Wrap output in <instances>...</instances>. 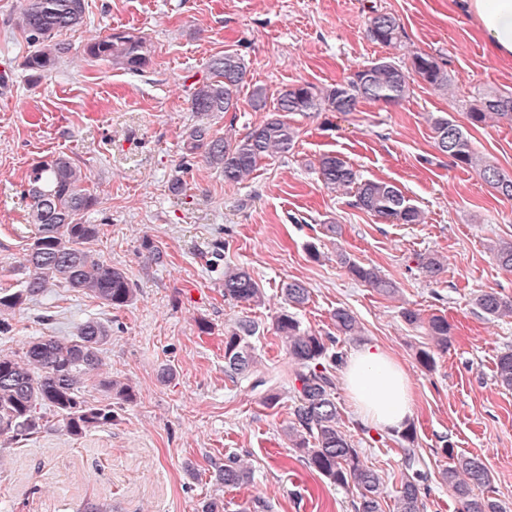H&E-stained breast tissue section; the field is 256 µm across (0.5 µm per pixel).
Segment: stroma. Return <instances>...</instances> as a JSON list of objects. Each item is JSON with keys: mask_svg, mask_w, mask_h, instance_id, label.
Here are the masks:
<instances>
[{"mask_svg": "<svg viewBox=\"0 0 512 512\" xmlns=\"http://www.w3.org/2000/svg\"><path fill=\"white\" fill-rule=\"evenodd\" d=\"M82 25L67 32L70 52L41 80L21 67L30 49L15 23L20 0H0V287L25 275L30 200L23 193L33 165L67 157L87 176L96 198L86 214L100 225L89 250L137 284L136 299L114 309L66 285L49 288L20 309L0 315V353H22L38 336H70L88 319L107 324L98 379L85 388L101 395L99 378L131 385L133 401L113 400L110 426L82 437L53 427L33 438L0 436V512H198L221 495L226 512H354L346 493L309 470L281 428L295 405L291 385L278 384L275 406L265 387L285 353L271 320L281 289L303 282L310 300L303 325L337 340L345 354L379 344L405 367L412 385L415 450L428 466L424 512H460L441 480L445 448L476 455L489 466L488 491L512 512V391L498 386V356L512 349V318L489 319L473 299L490 289L512 296V272L489 251L512 239V200L498 195L478 170L451 163L433 139L432 118L465 128L485 161L512 175V124L471 126L468 114L487 92H512V61L492 58L458 0H84ZM396 16L407 37L396 46L372 42L369 18ZM125 30L144 37L150 62L134 75L88 54V46ZM244 58L246 79L237 111L213 118L216 135L244 136L266 119L249 99L264 87L269 101L300 83L320 88L348 80L368 62L408 61L421 52L451 77L450 92L415 82L397 104H362L346 114L289 115L298 128L293 150L259 161L240 183L225 182L202 155L184 156L183 141L197 118L194 85L211 77L213 57ZM352 165L361 179L397 185L425 215L421 224H386L352 204V194L325 188L323 155ZM183 191H170L174 179ZM335 232H328V225ZM322 253L312 259L308 245ZM376 266L400 292L376 294L352 279L337 251ZM161 261H154L153 253ZM436 253L447 266L438 281L417 268ZM248 269L267 294L261 307L224 300V269ZM350 308L359 342L341 339L331 319ZM447 314L456 325L447 350H435L425 329L406 325L402 308ZM254 320L253 377L224 372V327ZM208 332H201L200 323ZM432 349L423 368L419 349ZM341 426L362 461L400 486L396 433H379L336 385ZM248 459L251 480L218 488L210 463Z\"/></svg>", "mask_w": 512, "mask_h": 512, "instance_id": "obj_1", "label": "stroma"}]
</instances>
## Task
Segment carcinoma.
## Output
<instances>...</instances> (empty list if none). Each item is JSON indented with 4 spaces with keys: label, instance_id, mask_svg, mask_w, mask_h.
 Returning a JSON list of instances; mask_svg holds the SVG:
<instances>
[{
    "label": "carcinoma",
    "instance_id": "carcinoma-1",
    "mask_svg": "<svg viewBox=\"0 0 512 512\" xmlns=\"http://www.w3.org/2000/svg\"><path fill=\"white\" fill-rule=\"evenodd\" d=\"M84 13V0H23L17 25L28 34L33 46L23 62V69L31 78L43 77L69 53L70 44L62 36L81 25ZM367 31L373 41L385 46L395 45L404 37L396 17L386 12L371 16ZM88 52L133 74L143 72L148 63L145 40L125 32L110 33L93 42ZM210 70L213 78L196 85L191 92V111L202 122L191 127L183 149L188 155L202 152L208 165L223 173L224 181L230 183L249 176L259 160L294 148L297 130L279 116L281 112H354L361 103L395 104L418 80L440 92L451 86L448 70L430 55L414 53L404 65L378 59L358 70L350 80L325 90L309 83L285 90L276 100L274 115L233 141L212 133L208 119L238 109L246 64L238 54L226 52L212 58ZM469 117L475 125H483L489 119L512 124V93L485 94ZM432 130L441 153L457 166L476 168L497 193L512 199V176L478 156L460 126L446 116H438L433 119ZM318 172L329 190L356 187L353 206L382 221L425 222L423 211L395 184L360 181L355 171L335 155L323 156ZM85 180L81 169L61 156L31 168L27 194L32 199L29 223L34 229L26 255L28 276L18 288H0V313L22 307L57 283L81 290L109 307L120 308L136 298L138 288L125 272L85 247L99 234V225L83 222L96 204L95 196L84 186ZM490 252L500 267L512 270L511 239L493 242ZM337 258L355 280L382 296L396 294V282L375 266L362 264L343 252ZM444 268V258L436 254L424 255L418 262L421 274L431 281ZM222 286L227 301L248 306L265 302L264 288L243 267L225 268ZM309 295L303 282L286 283L281 288L283 306L273 320V335L288 355L296 398L293 418L283 428V434L309 469L352 496L355 512H386L382 476L361 460L358 449L341 430L333 369L343 362L344 352L329 347L321 334L303 327L297 318L296 311L307 303ZM475 305L489 319L512 315V297L494 290L479 294ZM400 317L408 325L423 326L439 349L448 348L454 327L446 316L433 314L424 318L417 310L404 307ZM333 321L336 331L345 338L354 340L360 336L359 321L352 310L336 308ZM256 334V324L247 318L224 328V372L230 378L252 372L255 360L251 338ZM110 338L111 329L91 319L80 323L72 336H40L30 341L20 355L0 354V435L10 433L14 438L27 439L40 433L44 428L38 413L41 408L52 411L60 428L71 436L112 423V397L132 399L130 385L102 379L99 385L105 393L103 400L91 402L83 394L87 381L100 369V354ZM496 379L502 388L512 390L511 349L498 356ZM399 436L405 442L400 448L404 470L392 512H423L426 463L416 456L413 429L407 428ZM443 453L449 462L441 479L460 502L461 512H502L497 501L484 495V489L492 482L487 465L477 456L458 455L446 448ZM211 468L216 483L222 486L244 484L252 475L251 468L234 456L222 462L211 461Z\"/></svg>",
    "mask_w": 512,
    "mask_h": 512
}]
</instances>
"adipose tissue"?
Returning <instances> with one entry per match:
<instances>
[{
    "label": "adipose tissue",
    "instance_id": "1",
    "mask_svg": "<svg viewBox=\"0 0 512 512\" xmlns=\"http://www.w3.org/2000/svg\"><path fill=\"white\" fill-rule=\"evenodd\" d=\"M494 59L512 60V0H460ZM343 378L356 408L379 429L401 428L412 414L409 379L386 349L371 344L346 361Z\"/></svg>",
    "mask_w": 512,
    "mask_h": 512
}]
</instances>
